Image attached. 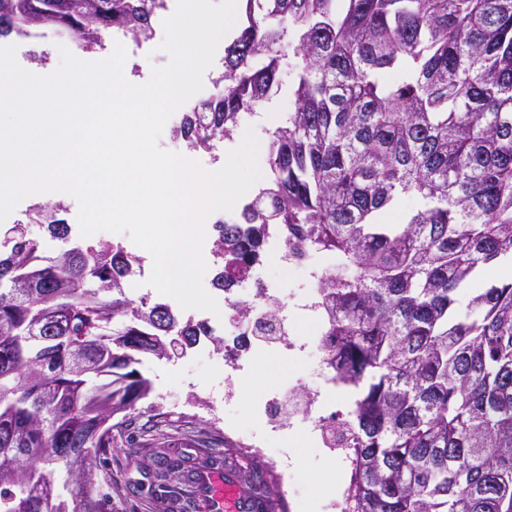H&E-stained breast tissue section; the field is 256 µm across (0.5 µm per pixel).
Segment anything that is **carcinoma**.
<instances>
[{"mask_svg":"<svg viewBox=\"0 0 512 512\" xmlns=\"http://www.w3.org/2000/svg\"><path fill=\"white\" fill-rule=\"evenodd\" d=\"M224 89L174 137L212 150L295 71L268 132L266 185L215 229L213 285L259 261L269 225L336 256L319 280L336 379L360 389L354 512H512V280L454 313L458 290L512 258V0H244ZM164 0H0V39L37 29L82 48L150 38ZM419 200L402 224L379 216ZM59 204L29 220L67 239ZM0 249V512H107L93 465L152 391L139 366L195 347L203 322L127 294L136 258L77 242L40 255L19 221ZM110 294L103 299L100 293ZM121 417L114 423L112 419ZM158 487L195 472L155 453ZM65 483H56L58 468Z\"/></svg>","mask_w":512,"mask_h":512,"instance_id":"cac0c4a2","label":"carcinoma"}]
</instances>
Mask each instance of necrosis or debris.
<instances>
[{"instance_id": "obj_1", "label": "necrosis or debris", "mask_w": 512, "mask_h": 512, "mask_svg": "<svg viewBox=\"0 0 512 512\" xmlns=\"http://www.w3.org/2000/svg\"><path fill=\"white\" fill-rule=\"evenodd\" d=\"M283 271L292 272L304 268L306 286L302 288L294 302H287L278 286L265 274L263 268L253 266L239 279L233 288L224 294V321L211 325L212 335L224 339V364L234 371H242V354L252 345L263 347L273 356L296 355L313 348L315 354H322L328 336L325 330L320 296L316 287L319 273L326 269L330 261L321 257L307 266H300L293 248L287 244L281 232L271 233L265 244ZM254 302L252 312L240 313L242 298ZM303 317L310 318L314 336L311 344L305 345L294 337L295 324ZM314 386L295 383L292 393L302 395L299 411L289 412L282 394H274L255 406V413L264 419L273 432L288 434L296 428L306 429L312 444L321 452L347 462L353 456L352 449L338 447L331 432L335 423L349 422L347 407L332 410L323 403L329 386L336 383V372L328 363L318 362L315 370Z\"/></svg>"}]
</instances>
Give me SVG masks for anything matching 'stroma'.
Returning <instances> with one entry per match:
<instances>
[{
  "label": "stroma",
  "mask_w": 512,
  "mask_h": 512,
  "mask_svg": "<svg viewBox=\"0 0 512 512\" xmlns=\"http://www.w3.org/2000/svg\"><path fill=\"white\" fill-rule=\"evenodd\" d=\"M2 46L16 49V60L25 70L48 75L60 65V48H67L76 58L94 62L99 60L100 50H82L70 35H59L56 43L46 45L47 58L39 62L32 53L34 44H23L17 38L0 40ZM171 59L161 50L159 40L143 45L129 44L127 62L130 74L138 83H145L151 76L152 67H162ZM241 141L240 136L217 141L214 150H188L183 142L174 140L170 128H163L157 144L159 148L187 154L210 171L217 170L225 154ZM268 365L267 391L286 388L293 380L312 382V370L306 357H274L263 352H253L245 363L244 373L228 375L220 354L214 352L208 341H201L186 354L171 359L145 361L142 372L151 379L153 391L147 402L152 409L135 412L130 416L132 430L142 426H157L167 451L186 459L189 468L202 471L210 469L211 461L203 440L219 436L224 424L234 425L242 434L264 443L270 456L284 462V481L290 488L288 512H331L329 504L336 494L337 462L318 452L311 445L302 444L299 434L283 438L267 435L251 416V402L256 390L246 383L255 376L260 365ZM232 379L235 390L233 405L224 403V381ZM154 450L148 446L138 448L135 456H128L121 449L113 450L97 476L106 480L102 492L111 494L113 512H185L186 504L174 500H153L147 494H134L137 485L149 486L154 469Z\"/></svg>",
  "instance_id": "stroma-1"
}]
</instances>
